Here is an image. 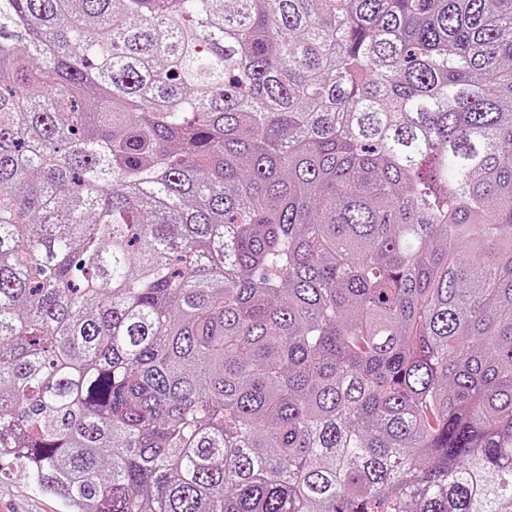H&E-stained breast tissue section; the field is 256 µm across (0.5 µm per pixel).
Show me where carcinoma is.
<instances>
[{
  "label": "carcinoma",
  "mask_w": 512,
  "mask_h": 512,
  "mask_svg": "<svg viewBox=\"0 0 512 512\" xmlns=\"http://www.w3.org/2000/svg\"><path fill=\"white\" fill-rule=\"evenodd\" d=\"M1 457L512 512V0H0Z\"/></svg>",
  "instance_id": "obj_1"
}]
</instances>
